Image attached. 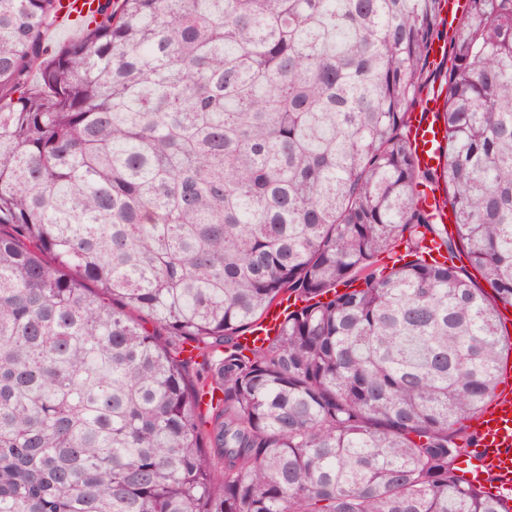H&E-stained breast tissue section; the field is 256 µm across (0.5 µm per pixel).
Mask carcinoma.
<instances>
[{
    "label": "carcinoma",
    "instance_id": "obj_1",
    "mask_svg": "<svg viewBox=\"0 0 512 512\" xmlns=\"http://www.w3.org/2000/svg\"><path fill=\"white\" fill-rule=\"evenodd\" d=\"M447 3L0 0V512H512V0ZM105 0H61V7L58 12L59 23L49 35V44L52 46L60 45L64 42L77 38L80 35L79 28L72 26L73 22L79 16L96 14L104 5ZM71 24L70 26L61 23ZM436 112H441L439 102H430L424 111L413 112L410 134L415 148V162L420 168H435L439 163L438 143L444 142V130L436 121ZM288 302L273 305L263 316L260 327L242 337L245 344L258 343L266 336H272L277 325L280 323ZM511 368L504 374L503 387L492 408L475 419L473 431L478 445L469 456L467 479L483 484L489 478L493 493L512 497V389ZM493 423V426H490Z\"/></svg>",
    "mask_w": 512,
    "mask_h": 512
}]
</instances>
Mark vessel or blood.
Listing matches in <instances>:
<instances>
[{
	"label": "vessel or blood",
	"mask_w": 512,
	"mask_h": 512,
	"mask_svg": "<svg viewBox=\"0 0 512 512\" xmlns=\"http://www.w3.org/2000/svg\"><path fill=\"white\" fill-rule=\"evenodd\" d=\"M105 0H60V21L73 23L78 17L97 13ZM439 103L428 104L426 110L413 113L410 134L415 148V162L420 168H433L439 163L438 143L444 140V130L435 118ZM286 309L285 304L272 306L263 316L259 328L244 336L247 344L272 335ZM474 431L478 445L469 456L467 479L474 483H489L494 494L512 497V386L503 385L492 408L477 418Z\"/></svg>",
	"instance_id": "b4317fda"
}]
</instances>
